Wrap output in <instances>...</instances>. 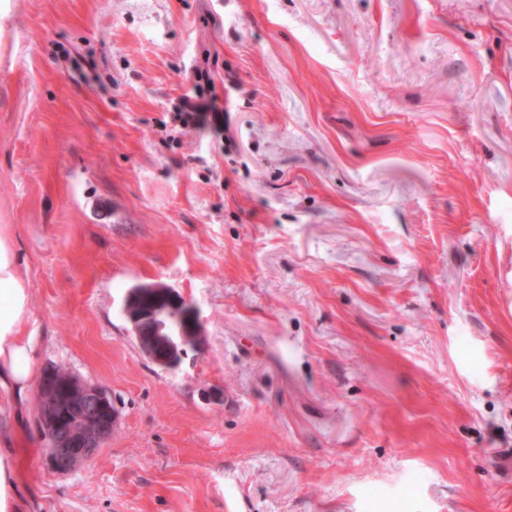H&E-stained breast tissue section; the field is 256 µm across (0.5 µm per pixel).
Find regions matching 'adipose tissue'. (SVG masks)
<instances>
[{
    "instance_id": "1",
    "label": "adipose tissue",
    "mask_w": 512,
    "mask_h": 512,
    "mask_svg": "<svg viewBox=\"0 0 512 512\" xmlns=\"http://www.w3.org/2000/svg\"><path fill=\"white\" fill-rule=\"evenodd\" d=\"M29 292L10 243L0 237V412L12 414L34 383L40 338L28 331Z\"/></svg>"
}]
</instances>
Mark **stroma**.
Returning a JSON list of instances; mask_svg holds the SVG:
<instances>
[{
	"instance_id": "stroma-1",
	"label": "stroma",
	"mask_w": 512,
	"mask_h": 512,
	"mask_svg": "<svg viewBox=\"0 0 512 512\" xmlns=\"http://www.w3.org/2000/svg\"><path fill=\"white\" fill-rule=\"evenodd\" d=\"M0 235L118 412L67 473L0 418L32 512H512V0H0ZM215 99L203 100L202 98H192L186 96L182 103L181 112H177V118L182 125L180 130H176L181 134L187 129L212 127L215 131L224 132V125ZM149 296L154 297L157 303L151 307L152 314L148 317L163 320L164 323L159 322L157 328L153 329L155 320L152 323L146 317L147 320L143 322L144 330L153 329L156 336H152L147 343H144L140 332V321L143 317L132 312L130 306ZM150 304L152 302L149 301L146 305H140L146 308V314L150 311L147 307ZM124 311L141 350L160 367L165 369L178 367L187 347L200 349L202 345L200 324L193 310L164 285L156 284L132 289L127 296ZM163 330L166 331V336L162 334Z\"/></svg>"
}]
</instances>
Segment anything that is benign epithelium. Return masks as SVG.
Instances as JSON below:
<instances>
[{
	"instance_id": "1",
	"label": "benign epithelium",
	"mask_w": 512,
	"mask_h": 512,
	"mask_svg": "<svg viewBox=\"0 0 512 512\" xmlns=\"http://www.w3.org/2000/svg\"><path fill=\"white\" fill-rule=\"evenodd\" d=\"M157 300L151 307V317L160 320L154 336L143 342L140 332L142 318L130 306L146 297ZM124 311L143 353L156 365L174 369L182 361L186 348L202 345L200 324L191 307L164 285L156 284L132 289ZM37 399L41 405L40 427L52 448L47 452L46 465L58 472H69L90 458L87 446L104 442L117 420V410L104 389L89 384L69 371L42 379ZM75 420L77 427L56 436L64 421Z\"/></svg>"
}]
</instances>
